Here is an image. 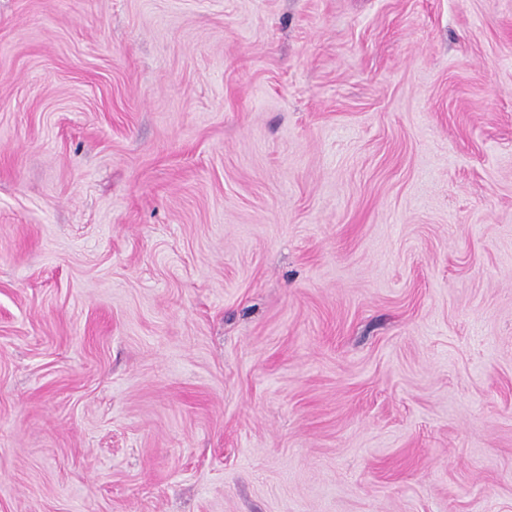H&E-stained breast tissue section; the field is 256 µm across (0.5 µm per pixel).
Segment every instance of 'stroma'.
Instances as JSON below:
<instances>
[{
	"label": "stroma",
	"mask_w": 512,
	"mask_h": 512,
	"mask_svg": "<svg viewBox=\"0 0 512 512\" xmlns=\"http://www.w3.org/2000/svg\"><path fill=\"white\" fill-rule=\"evenodd\" d=\"M0 512H512V0H0Z\"/></svg>",
	"instance_id": "obj_1"
}]
</instances>
